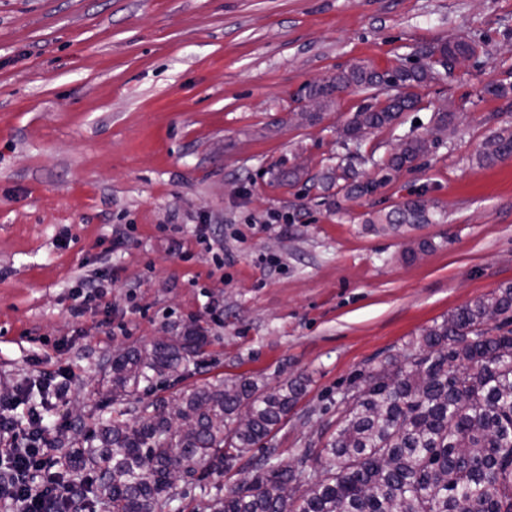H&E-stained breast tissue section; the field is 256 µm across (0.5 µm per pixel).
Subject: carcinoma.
<instances>
[{"label": "carcinoma", "instance_id": "cac0c4a2", "mask_svg": "<svg viewBox=\"0 0 512 512\" xmlns=\"http://www.w3.org/2000/svg\"><path fill=\"white\" fill-rule=\"evenodd\" d=\"M474 42H444L419 51L424 63L401 61L385 72L364 66L340 70L301 88L300 98L320 101L354 87L364 103L344 127L343 141L367 130L392 128L405 112L421 110L415 88L439 70L478 54ZM434 143L403 140L374 165L379 180L357 179L351 164L336 163L322 180L346 198L377 189L427 155ZM512 156V129L484 143L481 160ZM429 200L419 195L387 212L380 223L429 224ZM495 311L512 321V285L466 306L423 331L404 361L388 360L344 398L341 421L320 449V469L304 462H275L265 448L253 485L229 494L201 487L200 512H512V329L489 327ZM208 338L188 327L167 342L112 357V399L150 390L162 379L180 380ZM296 388L262 391L246 378L183 389L144 406L137 420L123 413L86 430L63 453L74 483L93 479L85 492L99 512H169L178 498L173 471L224 474V467L266 438L294 405Z\"/></svg>", "mask_w": 512, "mask_h": 512}]
</instances>
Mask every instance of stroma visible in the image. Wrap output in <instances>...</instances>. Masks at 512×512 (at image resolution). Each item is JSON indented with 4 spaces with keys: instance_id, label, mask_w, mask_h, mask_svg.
<instances>
[{
    "instance_id": "obj_1",
    "label": "stroma",
    "mask_w": 512,
    "mask_h": 512,
    "mask_svg": "<svg viewBox=\"0 0 512 512\" xmlns=\"http://www.w3.org/2000/svg\"><path fill=\"white\" fill-rule=\"evenodd\" d=\"M457 40L478 55L418 87L421 110L396 129L342 145L363 101L352 89L300 117L303 85ZM500 84L512 89V0H0V388L68 373L43 421L62 454L74 415L132 421L176 393L113 400L105 365L192 321L209 343L181 384L296 385L267 445L319 468L351 386L512 285V158L479 160L512 128V92H487ZM445 98L457 117L416 168L358 200L319 185L347 153L427 136ZM419 193L439 223L376 224ZM95 272L112 278L106 302L73 317Z\"/></svg>"
}]
</instances>
